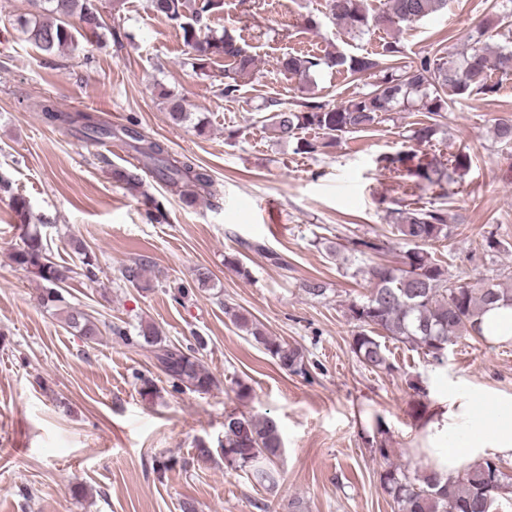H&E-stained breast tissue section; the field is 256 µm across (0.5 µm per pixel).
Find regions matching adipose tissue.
I'll use <instances>...</instances> for the list:
<instances>
[{
    "mask_svg": "<svg viewBox=\"0 0 512 512\" xmlns=\"http://www.w3.org/2000/svg\"><path fill=\"white\" fill-rule=\"evenodd\" d=\"M476 405L467 393L439 399L419 450L434 471L454 473L487 456L512 459V401H490L481 412Z\"/></svg>",
    "mask_w": 512,
    "mask_h": 512,
    "instance_id": "ef3b65f1",
    "label": "adipose tissue"
}]
</instances>
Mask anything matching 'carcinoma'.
I'll use <instances>...</instances> for the list:
<instances>
[{
  "mask_svg": "<svg viewBox=\"0 0 512 512\" xmlns=\"http://www.w3.org/2000/svg\"><path fill=\"white\" fill-rule=\"evenodd\" d=\"M146 9L175 23L189 48L185 64L195 73L209 76V68L217 59L225 61L221 93L231 98L238 91L239 79L250 74L255 59L231 35H208L207 21L224 8V0H146ZM448 8V0H387L386 9L369 13L364 0H326L328 15L343 22L351 32L364 33L374 28L398 30L432 13ZM23 33L47 54L75 45L74 32L99 36L103 28L101 14L94 0H38L36 11L18 18ZM489 29L477 28L463 49L449 48L440 42L413 64L404 62L398 38L385 42L379 56L347 54L335 49L319 58L314 55H285L279 59L281 70L304 76L321 65L336 68L357 80L370 79V90L340 105L330 106L305 97L291 109L278 99L265 102L270 110L267 128L279 141H296V150L309 154L315 151L311 142L298 137V131L317 129L330 139L343 133L366 131L387 120L388 113L410 104L425 113L427 121L417 123L408 141L417 145L432 141L440 128V118L448 103L471 96H492L498 83L490 80L489 70L512 76V48L503 47L495 58H489L486 39ZM40 112L50 122H61L78 128L87 138L103 139L112 130L100 123L86 124L79 113L59 112L48 100L39 103ZM126 145L137 153L144 164L166 188L187 204L200 197L217 195L216 182L210 172L191 159L172 154L167 145L152 140L136 129V123L121 128ZM143 168L138 165L112 169V179L148 203L147 220L161 224L166 220V207L157 198L143 191ZM409 175L428 187L443 188L447 172L418 163ZM0 193L11 195L12 206L23 228L21 245L12 253V261L40 282V301L46 308L66 304V287L74 269L52 260L48 243L32 226V215L26 200L11 194V183L0 179ZM391 233L403 244L393 263L370 261L357 270L369 284V294L353 299L347 305L348 316L356 322L351 349L358 361L374 372H391L387 348L380 335L421 349L437 363H442L448 345L454 339L469 336L478 343L481 335L478 318L484 310L499 301H512V288L499 283L470 285L448 276L434 247L450 236L448 214L433 204L395 210ZM70 248L81 263L82 276L97 281V266L84 244L69 241ZM384 247L376 239L351 241V251L362 256L378 254ZM209 273L198 271L193 284H178L170 289L171 298L181 303L192 292V285L207 286ZM235 326L261 345L279 367L296 375L308 374V359L297 345L266 333L245 313L224 308ZM66 325L85 341L95 343L101 330L97 323L81 311L67 307ZM109 330L125 345L151 348L153 364L162 370L165 382L174 393L186 391L206 394L215 385L209 371L197 357L203 348L202 337L193 346L173 344L150 322H139L134 330L113 324ZM224 436L218 448L224 466L245 473L266 490L277 484L276 464L283 442L277 426L269 419H260L236 412L225 415ZM374 452L383 460L379 481L392 500L393 512H500L502 504L512 505V474L502 468L508 460L499 456L485 457L461 472L441 476L431 469L409 472L391 461V449L379 441Z\"/></svg>",
  "mask_w": 512,
  "mask_h": 512,
  "instance_id": "1",
  "label": "carcinoma"
}]
</instances>
